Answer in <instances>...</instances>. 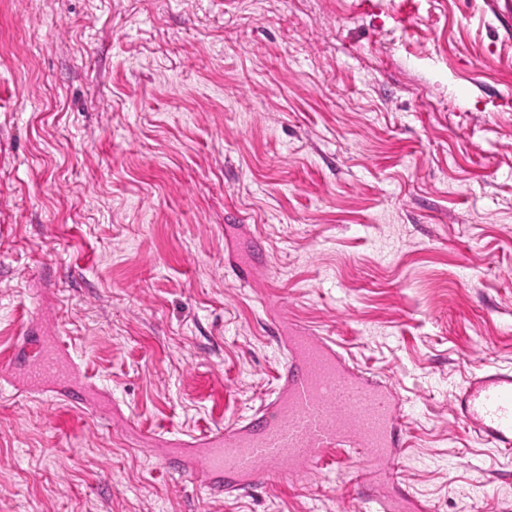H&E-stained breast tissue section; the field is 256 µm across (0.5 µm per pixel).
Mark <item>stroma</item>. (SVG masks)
Segmentation results:
<instances>
[{
    "instance_id": "stroma-1",
    "label": "stroma",
    "mask_w": 512,
    "mask_h": 512,
    "mask_svg": "<svg viewBox=\"0 0 512 512\" xmlns=\"http://www.w3.org/2000/svg\"><path fill=\"white\" fill-rule=\"evenodd\" d=\"M285 325L395 389L416 503L512 512L454 413L512 371V0H0V512H364L350 449L218 500L134 433L251 415ZM46 334L45 332L40 334L42 337L38 349L26 366V376L30 387H36L44 380L57 378L66 371L60 356L62 347L60 338L46 336Z\"/></svg>"
}]
</instances>
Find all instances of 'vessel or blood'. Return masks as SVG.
Listing matches in <instances>:
<instances>
[{
  "instance_id": "1",
  "label": "vessel or blood",
  "mask_w": 512,
  "mask_h": 512,
  "mask_svg": "<svg viewBox=\"0 0 512 512\" xmlns=\"http://www.w3.org/2000/svg\"><path fill=\"white\" fill-rule=\"evenodd\" d=\"M280 339L288 362L265 408L236 431L217 428L174 441L175 447L195 449L192 471L214 496L223 495L228 478L241 491L286 474L305 477L335 447L358 449L374 464L398 451L404 414L391 386L355 370L333 341L307 329H291ZM61 346L56 336L40 340L26 366L29 386L65 372ZM455 413L491 445L511 451L512 372L472 375L456 398Z\"/></svg>"
}]
</instances>
